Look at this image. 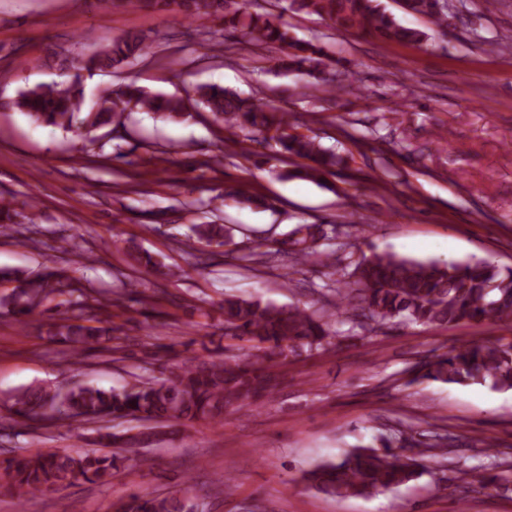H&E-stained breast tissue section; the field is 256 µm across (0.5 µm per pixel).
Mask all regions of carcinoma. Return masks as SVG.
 Instances as JSON below:
<instances>
[{
  "instance_id": "1",
  "label": "carcinoma",
  "mask_w": 512,
  "mask_h": 512,
  "mask_svg": "<svg viewBox=\"0 0 512 512\" xmlns=\"http://www.w3.org/2000/svg\"><path fill=\"white\" fill-rule=\"evenodd\" d=\"M117 5L154 10H172L186 19L223 17L238 31L240 41L255 46L278 43L286 52L279 68L313 78L325 91L352 94L353 81L342 83L324 49L290 35L272 13H248L242 0H103V7ZM412 11L429 15L440 26L448 18L444 0H407ZM289 9L316 14L338 31H357L380 36L399 44L422 45L428 35L406 27L381 7L380 0H289ZM141 40L136 35L103 36L99 50L82 62V68H116L136 56ZM197 101L215 121L227 128L252 129L264 135L271 158H299L305 164L279 172L283 179L298 177L322 180L323 174L343 162L341 156L314 138L288 132V113L272 104L242 98L221 85L195 88ZM82 91L77 83L40 86L21 93L15 106L33 122L62 128L90 143L91 133L120 120L125 113L151 112L168 120L187 114L184 99L162 93L151 94L133 83L125 84L101 99L98 108L80 116ZM224 199L238 204L264 207V198L243 189L224 191ZM189 239L207 245L224 244V225L193 224ZM326 238L320 224H297L287 234L286 253L297 264L312 257L330 261L335 252L317 250ZM0 280L15 283L11 292L0 296V309L22 324L33 309L55 294L77 296L71 305L69 322L56 335L70 344L69 355L79 359L91 348L110 340V329L82 324L85 318L102 314L113 305L109 297L91 299L60 272L30 278L18 269L0 270ZM336 296L328 315L315 317L306 309L279 307L257 299L235 295L224 297V335L251 343L258 351L252 358L199 360L190 358L155 380L137 379L122 389L104 390L94 385H77L65 392L24 389L5 401L26 423L43 419H73L98 423L109 417L136 416L145 420H166L175 426L198 420L215 421L229 406L246 408L270 394V368L290 357L310 355L333 345L339 337L337 324L349 312L361 311L376 323L402 319L412 324L449 325L459 322L494 320L512 323V267L501 268L487 260L423 261L393 253H374L340 270ZM422 377L458 385H488L500 391L512 390V343L478 341L454 347L426 361ZM105 444H118L127 455H96L87 452H30L21 457L0 459V489L15 495L43 493L78 481L106 484L117 462L131 459L138 449L156 440L152 431L128 437L104 434ZM448 436L417 451L404 454L403 446L387 442L379 447L355 448L343 456L323 461L304 473V480L317 492L345 499L369 497L398 488L423 473L422 459L448 447ZM498 474L472 472L468 482L481 489L498 485ZM189 481L163 498L134 494L118 512H187Z\"/></svg>"
}]
</instances>
